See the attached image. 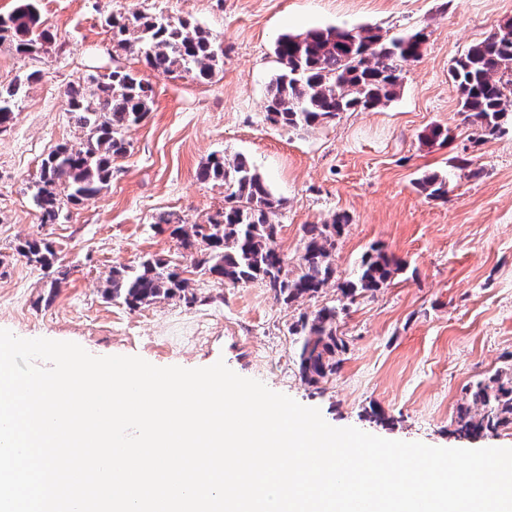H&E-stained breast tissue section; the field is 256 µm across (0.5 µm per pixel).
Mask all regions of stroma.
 <instances>
[{
  "label": "stroma",
  "mask_w": 512,
  "mask_h": 512,
  "mask_svg": "<svg viewBox=\"0 0 512 512\" xmlns=\"http://www.w3.org/2000/svg\"><path fill=\"white\" fill-rule=\"evenodd\" d=\"M58 38L48 53L20 60L0 43V86L19 69L42 70L0 132V328L26 338L79 344L89 354L138 356L158 367H208L217 361L264 383L335 427L448 448H512V429L479 438L453 434L469 382L512 364V132L471 157L482 175L460 176L455 158L468 126L448 74L467 48L512 19V0H40ZM165 14L224 46V68L209 82L172 78L133 54L110 58L105 15ZM371 27L387 37L425 30L419 59L403 65L397 96L372 111L289 129L264 110L280 70L284 33ZM120 65L152 89L147 117L130 127L129 151L95 199L42 224L32 204L39 166L79 131L64 90ZM443 146L425 144L433 125ZM214 154L245 156L281 207L277 243L296 258L302 228L338 213L351 222L336 248L341 277L356 273L370 246L408 264L393 284L358 300L341 322L347 351L339 372L315 387L293 360L288 326L336 297L286 306L261 285L232 287L193 275L194 301L162 299L138 308L106 299L112 268L153 255L180 263L170 221L205 224L225 204L222 182L201 181ZM447 176L448 197L433 200L414 182ZM49 242L51 268L27 264L17 246Z\"/></svg>",
  "instance_id": "1"
}]
</instances>
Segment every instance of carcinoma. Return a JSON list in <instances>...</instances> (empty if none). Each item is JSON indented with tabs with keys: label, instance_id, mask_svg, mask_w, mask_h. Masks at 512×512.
<instances>
[{
	"label": "carcinoma",
	"instance_id": "carcinoma-1",
	"mask_svg": "<svg viewBox=\"0 0 512 512\" xmlns=\"http://www.w3.org/2000/svg\"><path fill=\"white\" fill-rule=\"evenodd\" d=\"M106 25L113 51L133 53L163 75L206 81L224 67L222 44L186 22L163 15H110ZM0 33L7 34L23 59L37 57L56 38L39 0H16L14 9L0 16ZM425 41L422 30L390 38L371 28L283 34L275 43L282 69L269 85L267 116L282 126L303 129L328 124L342 112L374 110L397 95L402 63L418 59ZM449 74L472 147L512 130V20L470 45L452 62ZM42 77L40 70H24L0 88V132L12 125L19 99ZM86 81L95 86L89 94L79 82L65 90L67 112L82 136L73 144L58 145L44 158L35 181L32 201L42 224L58 223L66 204L79 205L100 193L112 179V161L128 152L126 129L152 108L150 87L119 66L90 74ZM198 178L222 182L226 205L219 218L207 224L172 229L189 267L154 257L115 267L106 281V296L129 308L185 297L190 279L184 273L190 270L234 287L259 283L286 305L316 298L333 285L335 301L288 325L299 377L311 386L328 381L339 371L346 350L339 330L342 315L358 299L390 286L405 270L404 262L373 246L362 256L354 277H338L336 244L349 219L337 214L329 222L304 225L300 253L292 264L276 242L274 217L280 200L245 157L215 156L200 168ZM415 188L429 199H445L448 178L425 174L416 179ZM16 253L42 268L55 258L51 244L37 239L20 243ZM464 393L454 418L455 434L477 437L512 428V366L469 383Z\"/></svg>",
	"mask_w": 512,
	"mask_h": 512
}]
</instances>
